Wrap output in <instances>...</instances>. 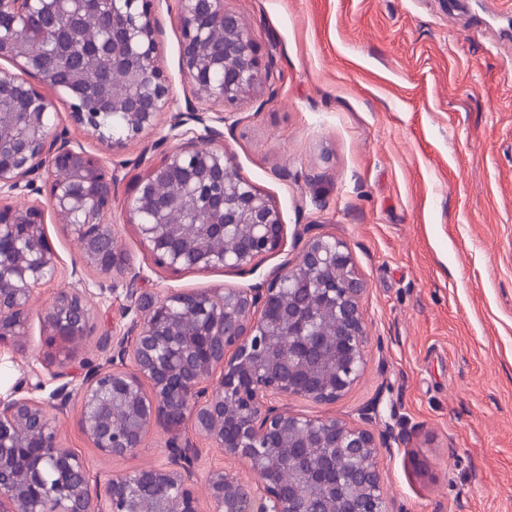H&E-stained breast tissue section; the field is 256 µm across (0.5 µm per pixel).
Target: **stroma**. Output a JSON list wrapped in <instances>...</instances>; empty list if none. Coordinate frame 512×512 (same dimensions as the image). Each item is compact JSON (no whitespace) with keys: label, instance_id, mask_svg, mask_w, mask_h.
Returning a JSON list of instances; mask_svg holds the SVG:
<instances>
[{"label":"stroma","instance_id":"1","mask_svg":"<svg viewBox=\"0 0 512 512\" xmlns=\"http://www.w3.org/2000/svg\"><path fill=\"white\" fill-rule=\"evenodd\" d=\"M248 24L272 72L234 107L224 147L239 174L283 213L282 249L242 272L170 273L144 252L124 206L176 148L169 114L120 149L75 126L54 100L55 126L117 175L116 242L138 293L245 288L297 261L301 233L344 240L365 282L368 368L336 404L288 399L284 410L348 421L379 402L404 434L381 462L394 512H512V0H224ZM179 0H153L159 63L174 110L196 99L181 67ZM58 269L27 316L28 341L0 361V394L19 379L55 387L44 313L84 280L91 332L70 349L81 383L104 362L101 343L127 324L126 281L74 277L75 234L47 222ZM80 405L55 419L63 446L92 480L165 462L168 432L102 455L79 429Z\"/></svg>","mask_w":512,"mask_h":512}]
</instances>
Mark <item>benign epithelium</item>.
Here are the masks:
<instances>
[{
    "label": "benign epithelium",
    "mask_w": 512,
    "mask_h": 512,
    "mask_svg": "<svg viewBox=\"0 0 512 512\" xmlns=\"http://www.w3.org/2000/svg\"><path fill=\"white\" fill-rule=\"evenodd\" d=\"M82 0H0V17L27 20L54 14ZM182 67L195 98L192 107L172 115L168 137L180 141L137 184L124 211L142 247L162 269L198 272L224 267L252 271L256 260L281 250L286 224L272 200L238 173L224 150L230 107L269 77L242 18L224 0H181ZM159 28L151 0H112V39L100 51L112 73L125 76L127 92L104 102L128 116L124 131H95L115 149L155 126L172 96L158 63ZM0 57L20 69L0 67V91L7 89L25 106L27 137L16 157H0V350L22 351L26 316L45 272H56V257L45 234L47 217L73 230L80 262L104 275L134 284L139 272L113 247L112 185L102 160L45 123L52 97L68 103L80 128L91 127L77 89L101 87L91 64L69 87L55 84L51 67L37 60L19 39L0 38ZM224 73L216 82L212 74ZM180 184L165 194L169 174ZM48 183L46 201L19 209L17 196ZM206 182L224 185V194L207 204L223 221H202L191 206ZM305 262H285L262 283L248 288L139 295L129 289L131 316L124 330L107 337L106 364L87 371L74 386L67 369L70 344L87 335V289L73 288L52 301L45 315L52 379L46 399L23 394L14 385L0 394V512H136L129 507L134 486L146 476L155 489L153 512H198L194 485L204 448L250 470L241 480L234 469L206 475L210 512H302L303 489L327 496L325 512H394L384 491L381 451L403 435L387 423L393 442L381 444L372 429L381 422L378 404L365 407L360 421L334 416L292 414L277 402L293 398L332 405L360 380L367 364L366 292L347 244L329 234L304 243ZM298 283L311 296L307 306L287 288ZM288 334V346L272 340ZM80 403L83 435L100 453L125 457L141 448L160 424L170 434L166 462L93 483L88 466L59 439L51 411ZM302 448H315L304 466L290 470L298 487L285 493L279 480L288 460Z\"/></svg>",
    "instance_id": "7a95c632"
}]
</instances>
